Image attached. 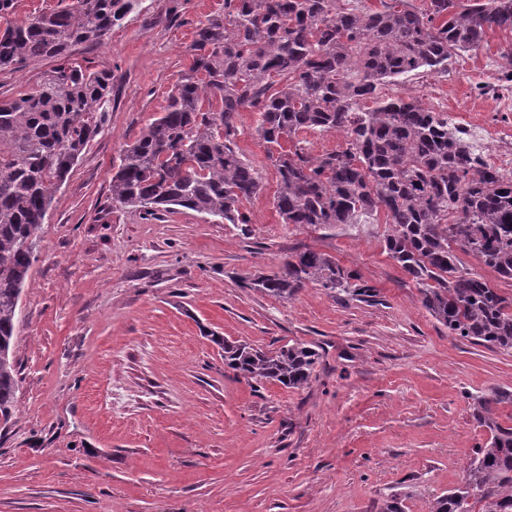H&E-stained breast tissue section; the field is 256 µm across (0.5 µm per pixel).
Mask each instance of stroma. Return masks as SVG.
I'll return each mask as SVG.
<instances>
[{
  "label": "stroma",
  "instance_id": "1",
  "mask_svg": "<svg viewBox=\"0 0 512 512\" xmlns=\"http://www.w3.org/2000/svg\"><path fill=\"white\" fill-rule=\"evenodd\" d=\"M223 12L224 0H142L102 44L70 49L111 71V104L53 196L21 294L0 512H370L386 499L428 512L485 438L469 394L512 389V354L450 337L423 308L384 251V221L329 237L282 223L253 109L239 112L237 140L264 165L242 206L249 235L184 208L146 220L113 205L121 149L187 73L198 27ZM511 47L512 33L489 32L446 74L382 92L480 124L496 145L512 114V85L498 81ZM304 248L354 271L374 298L246 287ZM224 338L304 343L320 358L304 388L258 383L225 366Z\"/></svg>",
  "mask_w": 512,
  "mask_h": 512
}]
</instances>
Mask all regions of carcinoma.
I'll return each instance as SVG.
<instances>
[{"label":"carcinoma","mask_w":512,"mask_h":512,"mask_svg":"<svg viewBox=\"0 0 512 512\" xmlns=\"http://www.w3.org/2000/svg\"><path fill=\"white\" fill-rule=\"evenodd\" d=\"M141 0H71L0 31V71L29 60L53 66L25 91L0 100V424L13 417L18 305L37 261L54 192L103 131L112 73L75 62L70 48L101 43ZM224 0V15L198 28L189 71L163 112L122 149L112 203L154 217L181 207L249 232L243 202L261 189L259 166L237 147V115L260 114L255 134L278 175L282 223L326 236L385 214V251L419 287L422 306L448 335L512 353V293L465 267L475 256L512 283V176L478 163L448 113L416 99L384 98L380 85L412 73L448 72L488 31H512V0ZM341 133L346 148L307 152L304 132ZM312 282L360 300L374 289L332 256L304 249L246 284L281 300ZM318 352L224 341V364L256 381L300 389ZM486 432L462 482L429 512H512V390L470 395Z\"/></svg>","instance_id":"cac0c4a2"}]
</instances>
